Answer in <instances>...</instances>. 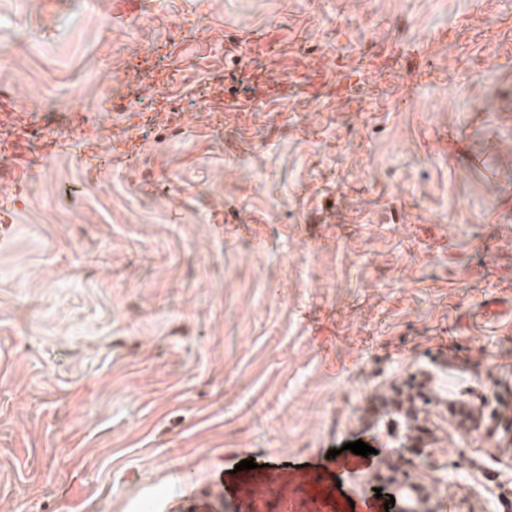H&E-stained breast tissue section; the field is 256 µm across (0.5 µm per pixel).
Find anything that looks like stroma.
<instances>
[{"label":"stroma","instance_id":"1","mask_svg":"<svg viewBox=\"0 0 512 512\" xmlns=\"http://www.w3.org/2000/svg\"><path fill=\"white\" fill-rule=\"evenodd\" d=\"M1 48L0 140L69 146L0 160V512H349L353 460L238 454L463 366L512 405V0H0ZM492 425L429 421L452 512H512Z\"/></svg>","mask_w":512,"mask_h":512}]
</instances>
